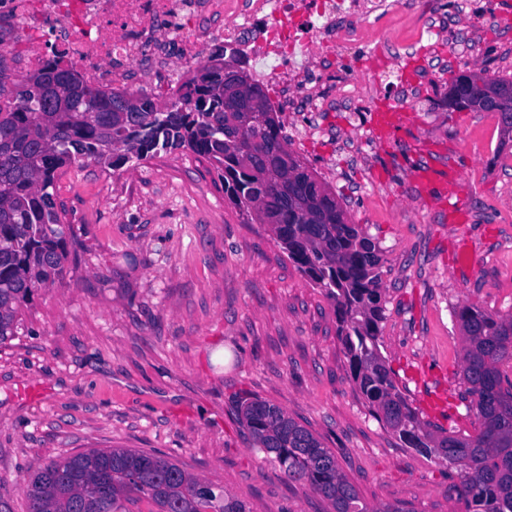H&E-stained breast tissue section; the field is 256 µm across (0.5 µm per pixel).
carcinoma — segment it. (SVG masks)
Listing matches in <instances>:
<instances>
[{"mask_svg":"<svg viewBox=\"0 0 512 512\" xmlns=\"http://www.w3.org/2000/svg\"><path fill=\"white\" fill-rule=\"evenodd\" d=\"M0 69V343L39 289L67 273L71 228L56 201L58 173L91 159L106 169L160 153L190 151L213 161L224 195L271 227L298 269L336 308L352 381L373 416L406 448L457 471L466 512H512V314L473 306L454 312L464 347V401L477 410L472 436L424 421L407 401L379 348L384 305L382 250L289 150L277 113L256 83L262 112L224 111L221 67L200 63L185 96L161 104L151 94L105 93L60 59L7 82ZM472 77L450 82L452 112H490L512 141V79L490 78L499 109L466 98ZM239 415L255 447L289 481L321 494L332 512L370 509L336 454L281 408L262 400ZM28 512H249L246 504L178 463L136 449H91L40 468L26 486Z\"/></svg>","mask_w":512,"mask_h":512,"instance_id":"1","label":"carcinoma"}]
</instances>
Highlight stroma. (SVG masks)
Here are the masks:
<instances>
[{
	"instance_id": "35a3bbf8",
	"label": "stroma",
	"mask_w": 512,
	"mask_h": 512,
	"mask_svg": "<svg viewBox=\"0 0 512 512\" xmlns=\"http://www.w3.org/2000/svg\"><path fill=\"white\" fill-rule=\"evenodd\" d=\"M378 47L410 96L379 94L363 111L280 115L288 148L324 182L351 223L383 250L380 350L409 404L444 428L476 434L466 408L456 308L512 312V145L488 112H452L463 71L512 76V0L486 26L452 38ZM470 51L469 66L457 64ZM405 106L380 139L372 109ZM434 173L424 186L419 173ZM459 179L465 223L441 187ZM73 244L66 277L39 289L0 344V501L28 512L39 467L90 449L131 448L176 461L250 512H330L255 448L237 405L283 409L335 452L370 506L465 512L455 471L402 447L349 377L324 291L268 225L242 214L204 157L162 154L119 170L94 161L56 180Z\"/></svg>"
}]
</instances>
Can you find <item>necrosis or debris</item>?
Listing matches in <instances>:
<instances>
[{
    "label": "necrosis or debris",
    "instance_id": "necrosis-or-debris-1",
    "mask_svg": "<svg viewBox=\"0 0 512 512\" xmlns=\"http://www.w3.org/2000/svg\"><path fill=\"white\" fill-rule=\"evenodd\" d=\"M430 0H0V63L28 69L62 54L69 66L100 88L139 91L147 77L168 72L165 94L181 99L190 72L213 45L236 44L244 58L268 61L264 79L281 83L268 104L322 112L333 104L368 99L380 75L357 67L336 72L327 64L337 50L376 39L380 24L407 13L415 23L397 30L407 44L443 26ZM181 48L173 61L171 43ZM334 85L338 99L319 96Z\"/></svg>",
    "mask_w": 512,
    "mask_h": 512
}]
</instances>
